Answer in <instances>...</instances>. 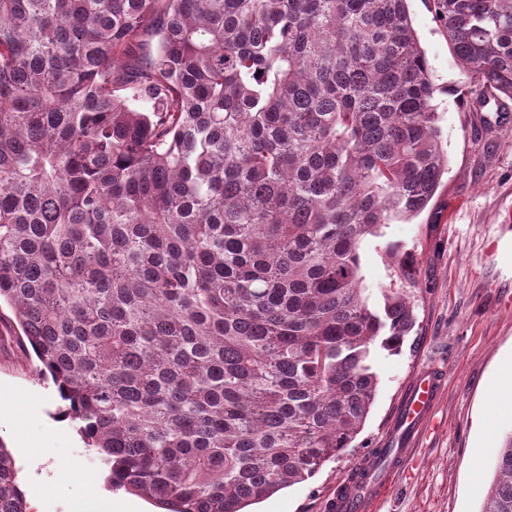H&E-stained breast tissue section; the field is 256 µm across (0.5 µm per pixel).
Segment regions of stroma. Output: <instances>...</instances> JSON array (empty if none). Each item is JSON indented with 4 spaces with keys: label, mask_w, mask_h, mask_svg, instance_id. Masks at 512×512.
Returning <instances> with one entry per match:
<instances>
[{
    "label": "stroma",
    "mask_w": 512,
    "mask_h": 512,
    "mask_svg": "<svg viewBox=\"0 0 512 512\" xmlns=\"http://www.w3.org/2000/svg\"><path fill=\"white\" fill-rule=\"evenodd\" d=\"M411 16L435 82L448 172L416 218L381 228L362 249L360 286L370 303L388 288L414 302L416 324L397 353L377 350L375 402L345 453L308 481L258 503L254 512H327L385 436L405 387L422 367L446 370L427 433L376 512H480L493 462L512 431V399L495 398L498 375L512 369V111L484 119L473 79L453 58L426 0ZM14 314L0 305V444L19 470L29 512H70L96 491H110L96 449L74 422L59 419L55 387L37 380L16 340Z\"/></svg>",
    "instance_id": "1"
}]
</instances>
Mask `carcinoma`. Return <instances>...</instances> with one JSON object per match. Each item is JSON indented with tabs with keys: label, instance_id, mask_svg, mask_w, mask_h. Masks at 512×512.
Segmentation results:
<instances>
[{
	"label": "carcinoma",
	"instance_id": "cac0c4a2",
	"mask_svg": "<svg viewBox=\"0 0 512 512\" xmlns=\"http://www.w3.org/2000/svg\"><path fill=\"white\" fill-rule=\"evenodd\" d=\"M408 2L0 0V302L112 487L245 512L360 433L415 322L362 245L448 172ZM429 3L507 111L512 0ZM494 472L512 512V433Z\"/></svg>",
	"mask_w": 512,
	"mask_h": 512
}]
</instances>
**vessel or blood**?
I'll return each instance as SVG.
<instances>
[{
	"label": "vessel or blood",
	"instance_id": "1",
	"mask_svg": "<svg viewBox=\"0 0 512 512\" xmlns=\"http://www.w3.org/2000/svg\"><path fill=\"white\" fill-rule=\"evenodd\" d=\"M442 381L433 368L417 372L380 447L368 454L348 484L328 501L329 512H372L373 505L392 488L395 473L416 440L427 431Z\"/></svg>",
	"mask_w": 512,
	"mask_h": 512
}]
</instances>
